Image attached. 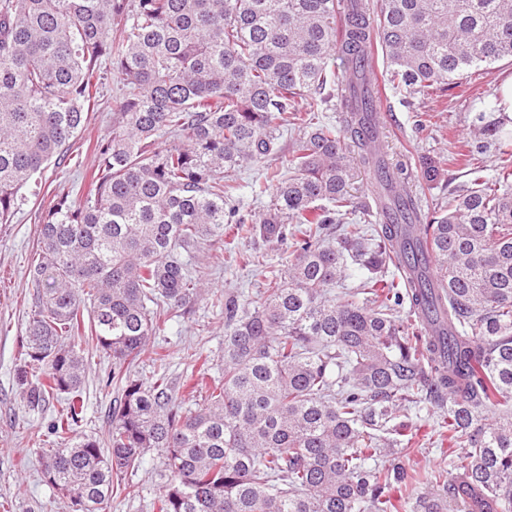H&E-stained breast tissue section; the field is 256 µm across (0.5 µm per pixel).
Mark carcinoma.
Instances as JSON below:
<instances>
[{
  "label": "carcinoma",
  "mask_w": 512,
  "mask_h": 512,
  "mask_svg": "<svg viewBox=\"0 0 512 512\" xmlns=\"http://www.w3.org/2000/svg\"><path fill=\"white\" fill-rule=\"evenodd\" d=\"M380 48L387 83L433 94L512 58V0H0V224L19 191L64 159L105 81L121 90L96 144L92 190L54 191L40 216L36 288L18 378L28 406L60 399L44 482L74 512H108L151 451L165 469L152 512H512V193L483 175L496 124L467 145L472 175L422 208L410 182L370 190L386 220L350 224L356 165L387 164L360 133L377 107L361 72ZM344 113L343 126L325 116ZM288 175L253 221L228 173L282 152ZM233 234L286 249L261 302L212 291L183 258ZM364 277L332 293L349 266ZM224 308L221 376L193 354L192 408L134 369L203 297ZM409 307L416 319L402 322ZM112 356L121 397L104 438L76 433L86 347ZM439 410L456 473L419 471L406 404Z\"/></svg>",
  "instance_id": "cac0c4a2"
}]
</instances>
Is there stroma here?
<instances>
[{"mask_svg": "<svg viewBox=\"0 0 512 512\" xmlns=\"http://www.w3.org/2000/svg\"><path fill=\"white\" fill-rule=\"evenodd\" d=\"M382 56H375L371 77L379 85L375 98L382 116L383 149L396 165L416 168L423 157H449L462 152L471 137V121L485 112L488 122L501 123L512 131V115L494 111L498 83L512 74V60L504 59L487 69L465 75L459 87L441 98L409 96L384 82ZM115 86H106L97 112L85 130L74 139L66 162L49 166L23 188L24 202L9 223L0 224V504L7 512H73L68 501L54 496L41 474V450L30 441L35 431H45L54 413V401L42 409L30 410L16 379L20 366L21 342L26 335L34 302L29 270L37 249L39 216L53 199V188L70 191L83 199L91 185L87 174L95 161L94 146L112 131L117 110ZM249 243L225 237L223 245L205 254V261L220 289L240 291L246 306H255L265 288L270 267L284 261L283 251L271 252L266 265L239 267L236 258L249 250ZM160 342L168 351L165 361L145 360L139 374L147 379L163 374L180 381L194 371L192 355L201 350L220 361L224 342V313L201 301L169 329ZM90 365L83 390L84 413L77 430L102 436L108 430V415L121 397L107 375L111 358L97 350L89 352ZM164 458L151 452L141 468L129 478L134 495L114 494L111 512H150L149 504L158 490Z\"/></svg>", "mask_w": 512, "mask_h": 512, "instance_id": "1", "label": "stroma"}]
</instances>
